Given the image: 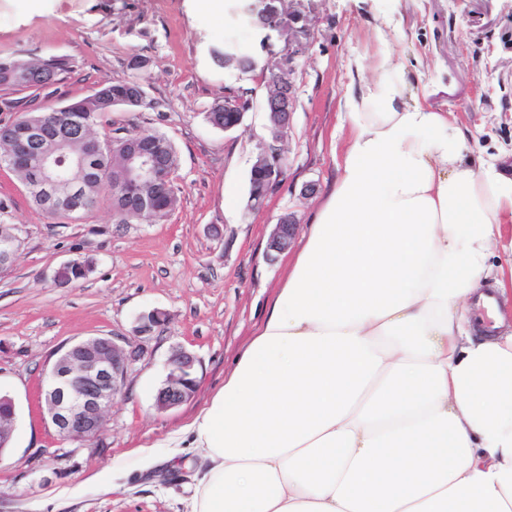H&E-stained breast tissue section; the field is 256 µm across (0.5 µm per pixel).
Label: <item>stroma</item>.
Here are the masks:
<instances>
[{"label":"stroma","mask_w":512,"mask_h":512,"mask_svg":"<svg viewBox=\"0 0 512 512\" xmlns=\"http://www.w3.org/2000/svg\"><path fill=\"white\" fill-rule=\"evenodd\" d=\"M247 2L224 0L211 14L195 0H0L1 54H54L73 65L37 100L13 93L20 106L0 110V124L31 104H65L130 77L129 59L144 56L153 108L112 112L97 133L169 136L180 196L158 222L115 223L104 198L80 220L58 224L0 166V199L8 204L0 222L18 225L20 238L14 265L0 273V393L16 405L11 449L0 457V512H185L197 463L161 443L223 386L264 320L299 249L268 254L270 234L289 212L307 226L336 178L334 147L348 131L341 103L355 60L374 53L377 26L387 27L395 59L424 73L427 103L452 113L512 176V0H284L305 47L284 143L288 179L261 209H250V169L269 139L266 84L260 72L224 68L208 54L228 38L260 54ZM231 88L251 108L240 128L224 132L206 114ZM310 183L314 194L302 196ZM81 257L93 259L92 273L54 285L55 269ZM152 310L166 313L165 325L137 335L139 317ZM91 336L114 337L134 356L101 437L69 440L51 424L41 390L57 348ZM178 347L197 357L198 386L181 406L160 411L155 394ZM151 444L147 461L139 448Z\"/></svg>","instance_id":"35a3bbf8"}]
</instances>
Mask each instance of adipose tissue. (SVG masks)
I'll return each mask as SVG.
<instances>
[{"instance_id": "1", "label": "adipose tissue", "mask_w": 512, "mask_h": 512, "mask_svg": "<svg viewBox=\"0 0 512 512\" xmlns=\"http://www.w3.org/2000/svg\"><path fill=\"white\" fill-rule=\"evenodd\" d=\"M409 87L378 29L266 319L163 442L200 460L187 512H512V332L471 318L512 177Z\"/></svg>"}]
</instances>
